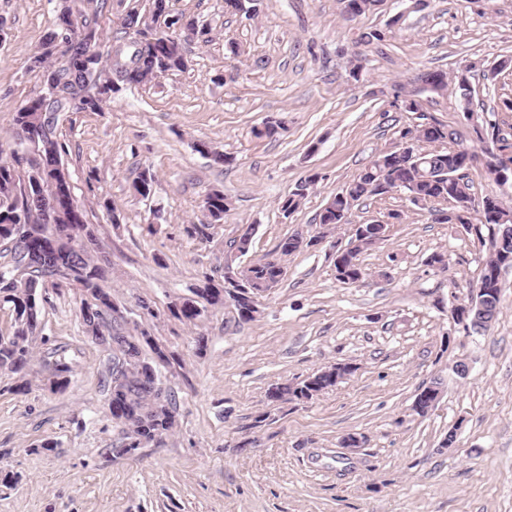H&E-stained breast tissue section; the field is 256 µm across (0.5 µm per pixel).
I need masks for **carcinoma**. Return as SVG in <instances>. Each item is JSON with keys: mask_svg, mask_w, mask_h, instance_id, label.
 Returning <instances> with one entry per match:
<instances>
[{"mask_svg": "<svg viewBox=\"0 0 512 512\" xmlns=\"http://www.w3.org/2000/svg\"><path fill=\"white\" fill-rule=\"evenodd\" d=\"M105 0H93L84 10L76 9L74 0H56V28L48 33L35 52L34 66L30 70L38 75L50 71L56 77L55 88L59 99L45 102V110L57 112H99L106 96L115 94L122 86L144 85L162 72H184L190 67V60L182 51L169 50L164 46V37L152 32L146 18L156 23L163 21L170 28L176 21L172 17L169 0H149L148 9L140 11L136 6L128 8L121 19V30L127 46L131 50L123 56V64L112 70L110 56L101 51L100 34L91 24L90 18L104 8ZM69 36L70 47L66 53L53 51L55 38L62 33ZM98 49V61L85 65L82 60L88 45ZM427 86V91L435 92L438 85L448 86V74L443 71L427 72L418 77ZM422 122L400 131V136L421 146L424 155L420 157V167H415L410 157L395 151L383 152L375 156L364 168L338 192L336 210L322 209L318 224L329 226L348 224L352 210L358 202L370 197H381L391 191L413 193L417 201L430 211L439 210L452 196L472 197L471 184L464 168L459 164L460 147L456 143V132L435 118L419 112ZM38 109L20 108L14 118V128L24 122L38 127ZM58 122L40 128L38 132L36 157L30 160L27 180L15 195L16 178L13 167L0 162V252L10 256V261L0 266V298L12 304L15 314V329L10 336H0V372L18 373L13 368L16 362L30 366L32 343L39 322V290L47 282L66 281L80 288L83 301L87 305L80 308V315L86 330L95 333L98 308L96 301L106 298L104 305H112L109 292L104 289L105 272L95 257L94 245H87L78 254L61 243L57 231L64 224L78 220L71 210H65L54 224L42 225L44 245L41 249L45 257L26 266L18 264L13 257L11 246L17 241L14 233L16 224H38L42 220L40 207L34 198L37 193L51 195L55 186L49 176L64 173L61 154L64 145L57 136ZM479 141L490 140L501 145V149L512 148V142L502 134L499 122L488 120L485 126L475 129ZM483 206V217L466 215L459 222L468 225L467 232L476 237L479 243L488 247L483 261L479 283L492 289L494 310H499L502 267L499 259V246L489 249V234L512 225V205L493 193L479 197ZM231 206L224 192L215 190L205 194L202 208L212 221L219 222ZM336 280L344 284H354L365 277L359 263L358 253L351 254V265L346 268L335 266ZM263 288L270 279H281V261H267L245 268ZM124 347L112 350L110 365L102 380L105 404L112 410L121 412V418L112 422L121 429L119 447L125 448L127 441L135 450L160 442L174 432L176 421L170 417L168 408L177 407L173 391H168L167 404L158 403L150 389V375L141 368L143 362H153L152 355L159 350L158 344L146 338L145 331L136 334L127 329L120 331ZM117 447V448H119ZM111 448V452H117Z\"/></svg>", "mask_w": 512, "mask_h": 512, "instance_id": "cac0c4a2", "label": "carcinoma"}]
</instances>
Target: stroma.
<instances>
[{
    "label": "stroma",
    "instance_id": "obj_1",
    "mask_svg": "<svg viewBox=\"0 0 512 512\" xmlns=\"http://www.w3.org/2000/svg\"><path fill=\"white\" fill-rule=\"evenodd\" d=\"M170 5L211 30L210 42L186 44L191 67L124 88L102 111L61 113L58 135L106 261L105 287L131 321L138 300L155 308L140 321L172 355L159 377L176 395L178 427L135 456L109 457L119 438L100 388L109 353L85 330L79 288L46 286L28 387L0 374V512H512V268L489 330L454 324L449 308L477 288L486 250L396 191L364 200L319 246L277 251L296 231L317 233L326 203L416 123L394 95L428 71L469 79L482 106L473 120L449 91L425 95L424 110L474 154L473 193L496 189L512 204V186L489 179L474 133L494 118L512 139V112L500 107L512 75L486 78L512 58V0H378L352 21L342 0H263L255 19L225 12L224 0ZM55 6L0 0V161L20 178L32 152L13 138V118L39 90L29 58L54 29ZM369 29L384 40L360 43ZM276 119L285 129L264 135ZM200 143L228 163L202 157ZM145 169L154 177L147 198L133 188ZM311 174L317 185L283 214L284 197ZM212 188L233 207L202 238L195 227L206 224L201 203ZM392 211L404 219L360 254L364 279L337 281L336 251L354 225ZM248 230L252 245L238 254L230 243ZM436 253L444 266L429 265ZM276 258L284 275L255 320H239L229 303L194 325L173 315L204 278L223 285L225 264ZM335 363L354 368L335 387L269 400L273 385ZM58 364L69 382L54 391L46 379ZM435 380L442 395L418 414L415 398ZM350 433L363 440L353 452L341 444Z\"/></svg>",
    "mask_w": 512,
    "mask_h": 512
}]
</instances>
